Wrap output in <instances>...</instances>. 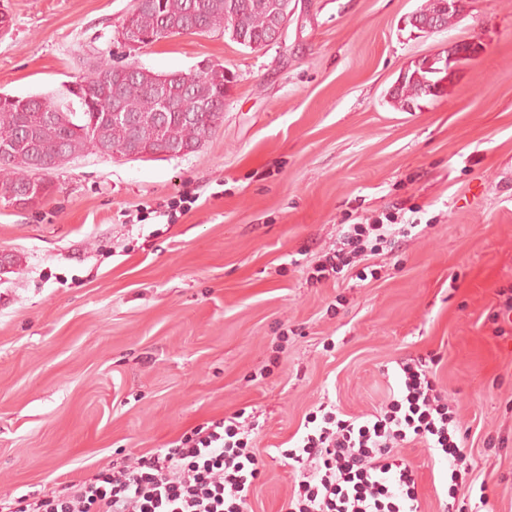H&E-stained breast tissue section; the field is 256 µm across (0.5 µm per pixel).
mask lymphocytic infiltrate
<instances>
[{
	"instance_id": "f902f5d3",
	"label": "lymphocytic infiltrate",
	"mask_w": 512,
	"mask_h": 512,
	"mask_svg": "<svg viewBox=\"0 0 512 512\" xmlns=\"http://www.w3.org/2000/svg\"><path fill=\"white\" fill-rule=\"evenodd\" d=\"M423 224L397 225L394 218L341 228L336 247L317 266L312 283L353 273L358 264L394 245L396 236L421 234ZM467 433L422 360L400 362L386 404L374 413L349 416L324 403L282 455L299 465L286 512H418L416 481L399 456L416 442L446 460V492L452 512H482L474 495L477 478L468 461ZM259 476L254 446L237 416L200 424L167 451L135 463H113L91 478L63 483L12 512H250Z\"/></svg>"
}]
</instances>
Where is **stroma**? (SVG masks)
I'll return each instance as SVG.
<instances>
[{"label": "stroma", "instance_id": "stroma-1", "mask_svg": "<svg viewBox=\"0 0 512 512\" xmlns=\"http://www.w3.org/2000/svg\"><path fill=\"white\" fill-rule=\"evenodd\" d=\"M423 2L298 0L253 51L220 30L124 46L132 0H0V93H63L106 56L230 80L200 151L84 153L42 203L0 206V504L243 411L252 510L285 512L278 451L306 415L371 412L398 361L432 357L488 512H512V337L490 318L512 287V0H461L432 33L409 23ZM461 42L479 51L439 96L394 107L401 72ZM410 207L431 225L376 278L308 283L341 224ZM399 454L419 512H444L446 461Z\"/></svg>", "mask_w": 512, "mask_h": 512}]
</instances>
